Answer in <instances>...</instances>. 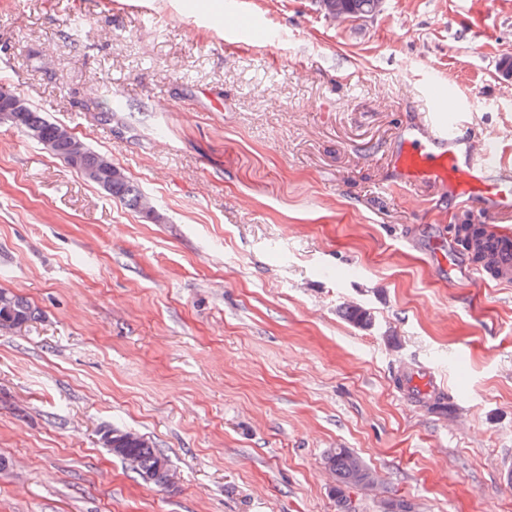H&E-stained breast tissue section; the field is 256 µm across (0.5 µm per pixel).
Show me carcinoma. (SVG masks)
Masks as SVG:
<instances>
[{
	"mask_svg": "<svg viewBox=\"0 0 512 512\" xmlns=\"http://www.w3.org/2000/svg\"><path fill=\"white\" fill-rule=\"evenodd\" d=\"M321 11L329 18L345 20H360L371 18L382 8V0H318ZM16 129L30 139L41 144L56 157L66 159V145L60 141L59 129L61 124L46 119L43 113L23 102L22 112L16 118H5ZM107 160L104 154L91 148H86L84 167L79 169L83 177L101 187L111 198L118 200L130 210L145 215L146 218L160 223L163 215L151 204L139 186L134 183L117 165H103ZM464 246L479 260H486L492 254V246L484 237V229L477 224L464 223ZM344 318L362 328H368L373 323L370 311L357 305H346L342 310ZM0 317L15 318L28 322L33 318L30 303L22 296L0 289ZM114 432L121 434L119 447L137 461L134 472L145 482L161 485L165 483L163 475L159 474L160 465H169L167 457L161 453L151 441L139 434L116 428ZM328 467L336 476V512H355V506L350 497V490L373 486V471L364 460L348 448H335L325 457Z\"/></svg>",
	"mask_w": 512,
	"mask_h": 512,
	"instance_id": "cac0c4a2",
	"label": "carcinoma"
}]
</instances>
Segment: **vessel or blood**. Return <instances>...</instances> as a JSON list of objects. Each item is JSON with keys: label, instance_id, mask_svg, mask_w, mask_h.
I'll list each match as a JSON object with an SVG mask.
<instances>
[{"label": "vessel or blood", "instance_id": "b4317fda", "mask_svg": "<svg viewBox=\"0 0 512 512\" xmlns=\"http://www.w3.org/2000/svg\"><path fill=\"white\" fill-rule=\"evenodd\" d=\"M402 147L394 157L400 181L434 179L447 184L460 206L482 201L483 213L501 226V268L512 269V161L491 154L487 142L461 134L458 127L432 115L421 116L401 131ZM421 389L442 395L431 372L410 373L400 381V392L412 396Z\"/></svg>", "mask_w": 512, "mask_h": 512}]
</instances>
